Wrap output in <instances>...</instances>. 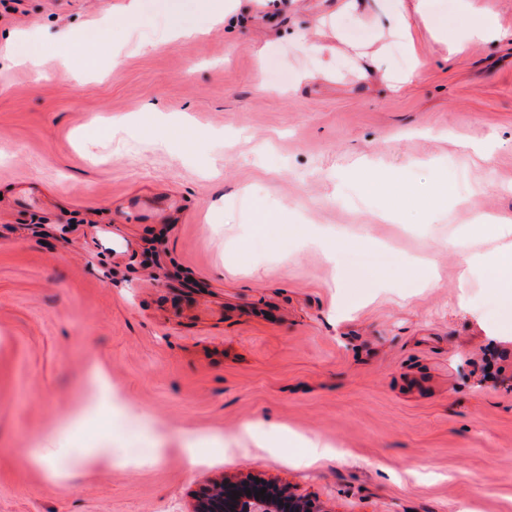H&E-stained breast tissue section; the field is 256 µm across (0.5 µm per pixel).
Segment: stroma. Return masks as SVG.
Listing matches in <instances>:
<instances>
[{
    "label": "stroma",
    "instance_id": "1",
    "mask_svg": "<svg viewBox=\"0 0 512 512\" xmlns=\"http://www.w3.org/2000/svg\"><path fill=\"white\" fill-rule=\"evenodd\" d=\"M128 2L0 10L45 47L34 70L0 57V512H192L227 477L326 512H512V300L447 247L512 218V40L447 60L434 41L471 15L512 31V0H429L437 25L374 75L363 0L312 81L292 34L318 38L335 0L233 28L199 0L126 25ZM91 29L105 43L63 76L54 36ZM95 361L125 423L82 413ZM278 426L292 439L259 449ZM103 442L108 472L31 460Z\"/></svg>",
    "mask_w": 512,
    "mask_h": 512
}]
</instances>
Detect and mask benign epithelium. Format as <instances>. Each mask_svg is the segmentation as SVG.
<instances>
[{
	"mask_svg": "<svg viewBox=\"0 0 512 512\" xmlns=\"http://www.w3.org/2000/svg\"><path fill=\"white\" fill-rule=\"evenodd\" d=\"M266 489L267 498L249 496L245 490L255 493ZM239 492L237 499H231L233 492ZM309 500L293 493L288 487L274 481L254 483L226 478L214 482L202 490L194 512H312Z\"/></svg>",
	"mask_w": 512,
	"mask_h": 512,
	"instance_id": "7a95c632",
	"label": "benign epithelium"
}]
</instances>
